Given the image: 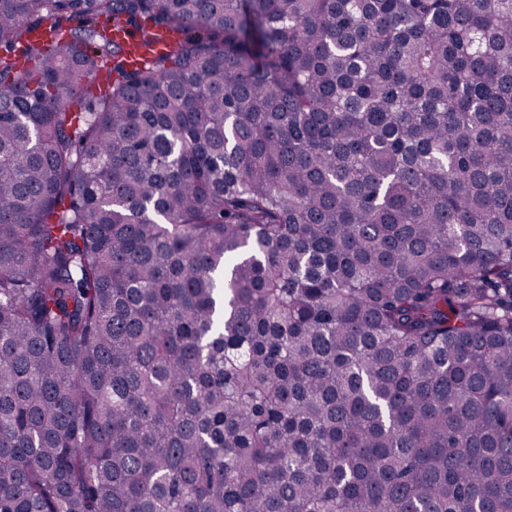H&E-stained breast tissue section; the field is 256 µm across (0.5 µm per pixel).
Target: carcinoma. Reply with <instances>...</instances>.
<instances>
[{
    "label": "carcinoma",
    "instance_id": "cac0c4a2",
    "mask_svg": "<svg viewBox=\"0 0 512 512\" xmlns=\"http://www.w3.org/2000/svg\"><path fill=\"white\" fill-rule=\"evenodd\" d=\"M0 48V512H512V0Z\"/></svg>",
    "mask_w": 512,
    "mask_h": 512
}]
</instances>
